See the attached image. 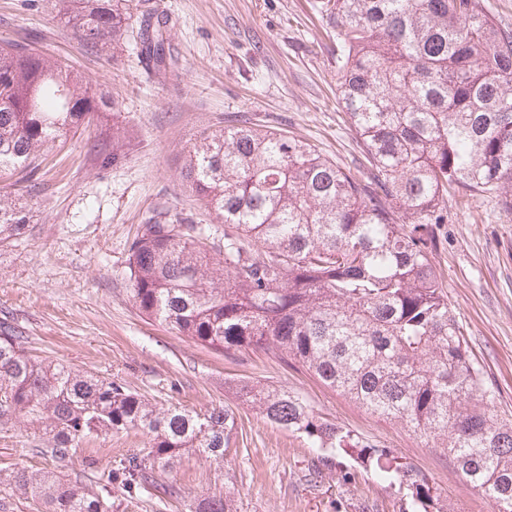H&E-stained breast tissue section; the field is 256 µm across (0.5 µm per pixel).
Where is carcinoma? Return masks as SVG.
<instances>
[{
  "label": "carcinoma",
  "mask_w": 512,
  "mask_h": 512,
  "mask_svg": "<svg viewBox=\"0 0 512 512\" xmlns=\"http://www.w3.org/2000/svg\"><path fill=\"white\" fill-rule=\"evenodd\" d=\"M90 50L123 43L134 0H57ZM336 31V83L365 153L342 169L302 140L240 125L187 151L182 177L224 223V261L209 229L178 219L144 224L130 246L131 296L168 330L221 351L262 350L306 368L373 414L402 422L439 448L496 506L512 512V420L474 360L433 263L436 225L454 196H489L512 216V29L481 0H326ZM158 21L140 53L160 54ZM112 113V142L89 150L108 167L125 157L117 104L68 65L25 42L0 44V180L34 181L39 159L93 116ZM27 214L0 195V240L25 234ZM0 322V421L43 431L63 463L84 441L137 430L145 455L99 476L97 489L20 470L15 484L45 512H111L112 484L128 490L184 454L224 458L235 429L222 406L160 411L116 381L38 359ZM238 396L311 447L376 465L410 490L405 512H445L425 477L317 416L284 388L250 382ZM191 512H230L221 497Z\"/></svg>",
  "instance_id": "1"
}]
</instances>
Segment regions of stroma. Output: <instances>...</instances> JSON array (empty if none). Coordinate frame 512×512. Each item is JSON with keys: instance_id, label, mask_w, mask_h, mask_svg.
Listing matches in <instances>:
<instances>
[{"instance_id": "1", "label": "stroma", "mask_w": 512, "mask_h": 512, "mask_svg": "<svg viewBox=\"0 0 512 512\" xmlns=\"http://www.w3.org/2000/svg\"><path fill=\"white\" fill-rule=\"evenodd\" d=\"M169 20L166 61L158 65L127 38L113 53L83 47L57 17L54 0H0V41H25L67 63L95 92L114 99L118 120L57 142L35 176L25 236L0 242V321L21 332L31 354L117 381L159 409L203 412L223 405L236 428L223 459L182 456L157 487H112V512H188L217 496L233 512H403L406 490L373 467L339 455L322 464L305 436L282 429L238 401L229 380L258 382L302 396L315 414L420 472L450 512H494L448 458L398 421L366 412L301 366L253 349L216 351L142 316L130 294V246L148 218L223 225L203 211L182 178L200 134L245 119L314 145L343 168L362 149L336 87V44L321 0H141ZM127 127L126 156L100 167L88 138ZM433 258L469 348L497 391L495 410L512 416V218L494 199L458 196ZM20 419L0 423V512H38L14 474L60 470L95 487L98 476L142 453L146 435L93 439L64 465Z\"/></svg>"}]
</instances>
